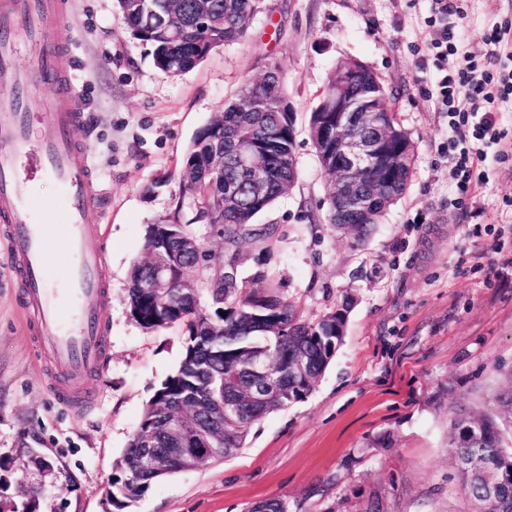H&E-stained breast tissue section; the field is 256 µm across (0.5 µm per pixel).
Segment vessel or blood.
Masks as SVG:
<instances>
[{"instance_id": "1", "label": "vessel or blood", "mask_w": 512, "mask_h": 512, "mask_svg": "<svg viewBox=\"0 0 512 512\" xmlns=\"http://www.w3.org/2000/svg\"><path fill=\"white\" fill-rule=\"evenodd\" d=\"M63 18L61 0H0V74L12 89L7 107L0 109V219L8 226L10 259L22 280L24 307L37 325L38 341L50 352L55 374L75 378L96 370L104 352L100 312L85 303L87 297L103 293L104 259L91 223L100 198L87 151L74 138L82 121V96L60 70L61 49L53 42ZM20 32L31 47L23 75L15 71ZM36 81L60 84L63 91L51 103L43 133L35 139L31 117L38 103L24 91ZM32 156L61 192L67 222L60 227L50 225L30 192L22 165ZM53 236L71 258L59 290L53 288L47 266V241Z\"/></svg>"}]
</instances>
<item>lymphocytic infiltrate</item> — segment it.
Here are the masks:
<instances>
[{
	"mask_svg": "<svg viewBox=\"0 0 512 512\" xmlns=\"http://www.w3.org/2000/svg\"><path fill=\"white\" fill-rule=\"evenodd\" d=\"M512 27H493L484 37L486 45L492 46L485 67L468 61L464 68L443 71L437 81L439 94L448 107L449 126L452 135L448 140V161L458 176L457 191L465 195L476 188L474 172L487 159L486 144H495L501 155L512 153V142L505 141L493 118L500 103L512 100V68L501 65L495 50L501 47ZM481 102L484 113L478 122H470L468 113L458 109V97Z\"/></svg>",
	"mask_w": 512,
	"mask_h": 512,
	"instance_id": "f902f5d3",
	"label": "lymphocytic infiltrate"
}]
</instances>
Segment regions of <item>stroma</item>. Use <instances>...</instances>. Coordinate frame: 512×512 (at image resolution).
<instances>
[{
	"instance_id": "obj_1",
	"label": "stroma",
	"mask_w": 512,
	"mask_h": 512,
	"mask_svg": "<svg viewBox=\"0 0 512 512\" xmlns=\"http://www.w3.org/2000/svg\"><path fill=\"white\" fill-rule=\"evenodd\" d=\"M60 68L83 94L84 143L104 203L99 307L108 330L95 395L61 402L22 307L0 232V512H106L104 488L161 382L178 367L180 326L146 331L128 275L149 224L173 213L193 134L271 65L296 116L298 178L236 244L238 284L274 288L314 321L350 299L345 335L308 396L252 426L243 448L158 481L127 512H469L448 453L464 410L501 416L512 398V157L488 146L486 185L460 196L431 0H263L248 38L178 76L159 71L116 0H64ZM449 15L464 52L512 21V0H461ZM366 64L415 144L404 196L363 242L328 223L331 190L306 132L338 61Z\"/></svg>"
}]
</instances>
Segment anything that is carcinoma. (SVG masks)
Here are the masks:
<instances>
[{"instance_id": "cac0c4a2", "label": "carcinoma", "mask_w": 512, "mask_h": 512, "mask_svg": "<svg viewBox=\"0 0 512 512\" xmlns=\"http://www.w3.org/2000/svg\"><path fill=\"white\" fill-rule=\"evenodd\" d=\"M211 12L220 24L206 37L197 25L198 0H118L119 11L133 36L152 49L154 65L161 72L177 76L199 65L213 50L246 39L252 21L260 12L261 0H209ZM285 93L283 71L276 68L258 82L242 85L238 98L224 105V111L211 118L190 141L181 170L192 179L181 181L182 195H192L199 202L215 195L207 175L216 146L230 135L245 134L256 144L258 154L270 157L277 168L268 181L265 195L257 200L250 190V173L239 167L224 149V180L239 185L237 199L216 214L205 208L195 211L194 223L224 225V244L234 245L242 228L254 222L280 197L286 195L297 179V166L288 163L295 155V121L292 112H255L248 100L252 96L276 99ZM351 98L377 97L384 105L386 89L378 76L364 72L345 89ZM324 113L315 108L310 113L307 133L313 147L322 141ZM414 156L406 158L394 175V195L370 204L369 217L362 224H349L345 230L356 241L364 239L371 216L382 213L405 192ZM152 270L142 261L133 264L129 274L130 313L147 331L175 324L186 326L187 337L182 360L146 404L139 429L130 438L112 475V504L129 507L141 498L157 479L149 476L134 485L128 481L130 465L143 449L150 447L146 437L162 431L165 411L179 399L208 400L234 392L258 359H271L270 374L278 381L277 392L262 405L248 404L237 419L224 422V433L213 441L217 458L223 459L245 445L252 426L270 413L303 400L329 366L336 345L344 335L345 314L338 310L316 322H307L295 314L288 299L273 288L245 290L233 283L219 282L211 290L212 305L207 318L199 312L196 292L171 289L161 298L152 288ZM305 358V372L295 370V359ZM482 438L474 444L464 428L461 414L451 420L453 437L449 454L459 463L480 453L501 478L500 493L492 501L484 495L483 477L473 471L458 470L461 491L469 499L472 512H512V450L505 449L498 422L479 417Z\"/></svg>"}]
</instances>
